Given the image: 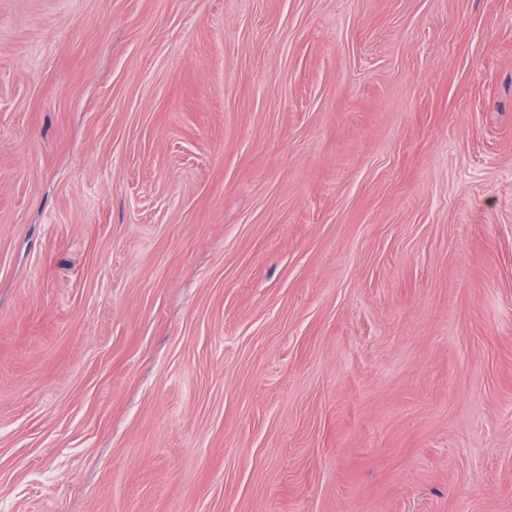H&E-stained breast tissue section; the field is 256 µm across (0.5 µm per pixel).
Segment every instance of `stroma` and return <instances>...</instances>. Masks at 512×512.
Segmentation results:
<instances>
[{"instance_id": "obj_1", "label": "stroma", "mask_w": 512, "mask_h": 512, "mask_svg": "<svg viewBox=\"0 0 512 512\" xmlns=\"http://www.w3.org/2000/svg\"><path fill=\"white\" fill-rule=\"evenodd\" d=\"M0 512H512V0H0Z\"/></svg>"}]
</instances>
